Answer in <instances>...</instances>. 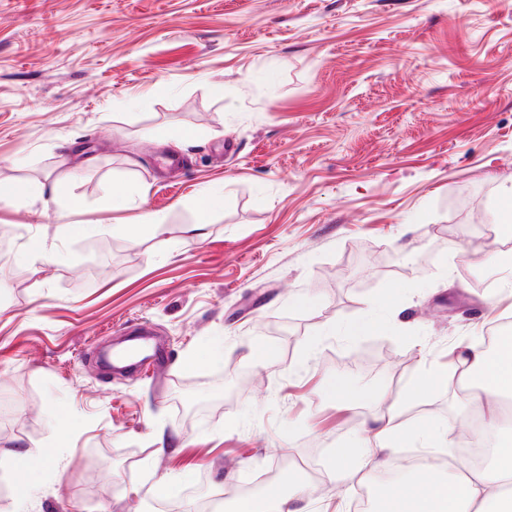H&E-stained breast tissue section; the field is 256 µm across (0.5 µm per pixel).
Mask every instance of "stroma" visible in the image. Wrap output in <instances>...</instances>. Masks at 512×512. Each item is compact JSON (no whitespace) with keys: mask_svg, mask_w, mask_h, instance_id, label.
<instances>
[{"mask_svg":"<svg viewBox=\"0 0 512 512\" xmlns=\"http://www.w3.org/2000/svg\"><path fill=\"white\" fill-rule=\"evenodd\" d=\"M45 178L81 208L0 203V448L63 459L30 512H151L160 477L210 495L315 458L302 503L357 512L385 488L336 489L363 418L512 324V240L484 232L512 184V0H0V181ZM115 181L144 202L104 210ZM204 189L224 207L196 235ZM145 211L165 233L129 237ZM67 223L100 231L46 261ZM138 325L168 370L102 374ZM412 394L405 430L466 410Z\"/></svg>","mask_w":512,"mask_h":512,"instance_id":"1","label":"stroma"}]
</instances>
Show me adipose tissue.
Returning a JSON list of instances; mask_svg holds the SVG:
<instances>
[{"label":"adipose tissue","instance_id":"adipose-tissue-1","mask_svg":"<svg viewBox=\"0 0 512 512\" xmlns=\"http://www.w3.org/2000/svg\"><path fill=\"white\" fill-rule=\"evenodd\" d=\"M48 196L60 199L68 208L79 205L78 200L62 195L57 183L0 182V201L29 205ZM500 346L506 352L502 358L479 343H466L455 349L461 383L478 390L468 399V409L462 415L465 423H473L475 417L483 415L486 404L512 396V337H503ZM400 412V405L395 402L364 422L369 443L351 466L339 470V480L349 483L358 475L386 466L389 451L401 441L393 426ZM474 436L488 466L473 468L464 462L454 463L446 467L445 479L438 481L423 471L412 474L385 490L381 512H512V494L506 490L512 484V449L489 439L484 431H475ZM298 500L297 491L284 492L271 486L258 497L236 501L231 512H303Z\"/></svg>","mask_w":512,"mask_h":512}]
</instances>
